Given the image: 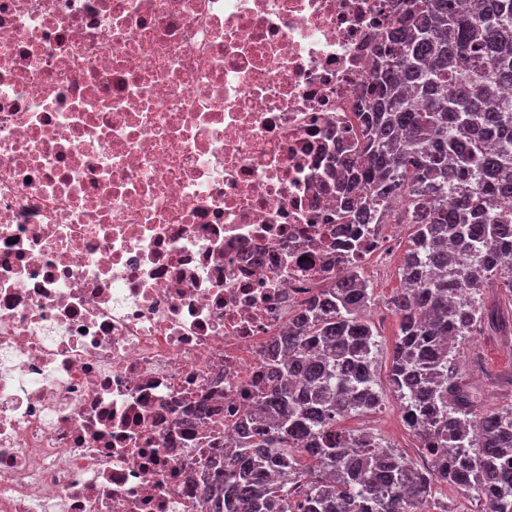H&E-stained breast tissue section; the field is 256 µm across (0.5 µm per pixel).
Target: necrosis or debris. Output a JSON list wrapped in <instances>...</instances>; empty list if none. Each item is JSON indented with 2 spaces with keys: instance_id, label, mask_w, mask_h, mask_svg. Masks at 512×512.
I'll use <instances>...</instances> for the list:
<instances>
[{
  "instance_id": "1",
  "label": "necrosis or debris",
  "mask_w": 512,
  "mask_h": 512,
  "mask_svg": "<svg viewBox=\"0 0 512 512\" xmlns=\"http://www.w3.org/2000/svg\"><path fill=\"white\" fill-rule=\"evenodd\" d=\"M406 0H0V512H201L268 352L359 251L350 153Z\"/></svg>"
}]
</instances>
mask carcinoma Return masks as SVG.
<instances>
[{
    "mask_svg": "<svg viewBox=\"0 0 512 512\" xmlns=\"http://www.w3.org/2000/svg\"><path fill=\"white\" fill-rule=\"evenodd\" d=\"M408 2L381 37L373 107L341 162L360 193L337 223L375 224L400 199L416 227L393 299L389 386L429 465L337 427L383 402L373 291L344 269L298 315L285 357L271 356L261 416L243 415L239 451L200 485L205 512H418L442 485L480 512H512V408L481 405L455 348L472 326L503 325L477 298L485 282L500 280L512 302V0Z\"/></svg>",
    "mask_w": 512,
    "mask_h": 512,
    "instance_id": "obj_1",
    "label": "carcinoma"
}]
</instances>
